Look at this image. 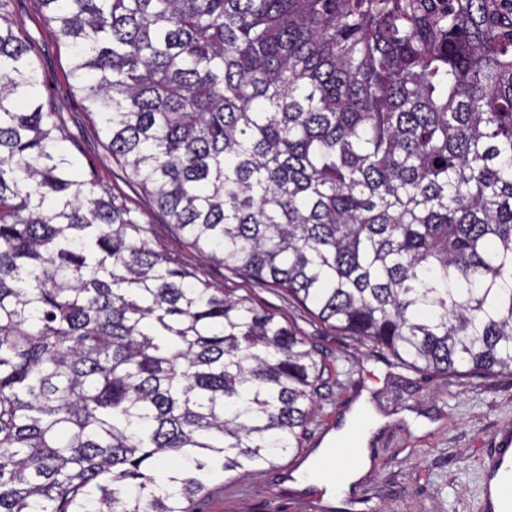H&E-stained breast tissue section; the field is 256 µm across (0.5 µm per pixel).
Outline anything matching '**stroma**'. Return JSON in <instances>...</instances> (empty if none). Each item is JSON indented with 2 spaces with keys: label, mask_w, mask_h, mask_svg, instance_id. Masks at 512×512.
Here are the masks:
<instances>
[{
  "label": "stroma",
  "mask_w": 512,
  "mask_h": 512,
  "mask_svg": "<svg viewBox=\"0 0 512 512\" xmlns=\"http://www.w3.org/2000/svg\"><path fill=\"white\" fill-rule=\"evenodd\" d=\"M14 30L26 42L40 95L64 113V149L85 178L143 213L152 241L198 279L224 286L274 312L319 351L327 371L302 441L304 451L334 442L346 422L368 417L369 461L336 492L308 483L307 463L280 459L199 503L200 512H479L482 463L496 436L512 429V375L433 376L398 364L318 319L284 289L257 282L207 258L154 214L151 199L113 160L99 121L69 76L70 58L43 19L40 0H11Z\"/></svg>",
  "instance_id": "1"
}]
</instances>
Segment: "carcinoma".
<instances>
[{
    "label": "carcinoma",
    "mask_w": 512,
    "mask_h": 512,
    "mask_svg": "<svg viewBox=\"0 0 512 512\" xmlns=\"http://www.w3.org/2000/svg\"><path fill=\"white\" fill-rule=\"evenodd\" d=\"M0 0V512H196L317 349L83 179ZM173 231L421 372L512 373V0H41Z\"/></svg>",
    "instance_id": "cac0c4a2"
}]
</instances>
